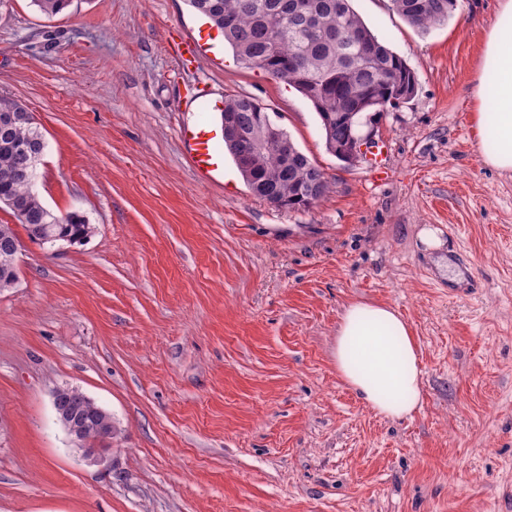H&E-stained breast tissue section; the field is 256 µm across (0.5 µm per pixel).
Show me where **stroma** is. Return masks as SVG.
<instances>
[{"label": "stroma", "instance_id": "1", "mask_svg": "<svg viewBox=\"0 0 512 512\" xmlns=\"http://www.w3.org/2000/svg\"><path fill=\"white\" fill-rule=\"evenodd\" d=\"M497 5L457 0L420 33L390 0H352L417 79L373 115L382 181L327 151L301 93L207 41L188 0L0 9V95L47 142L34 188L95 227L74 246L23 240L0 292V512H512V174L485 165L473 96ZM185 36L205 40L189 69ZM201 85L266 107L329 192L274 207L229 156L200 178L179 128ZM468 271L478 293L450 295ZM354 300L415 336L413 417L377 415L340 380ZM64 385L123 430L101 462L56 419Z\"/></svg>", "mask_w": 512, "mask_h": 512}]
</instances>
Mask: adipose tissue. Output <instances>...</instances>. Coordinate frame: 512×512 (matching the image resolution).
<instances>
[{
    "label": "adipose tissue",
    "instance_id": "1",
    "mask_svg": "<svg viewBox=\"0 0 512 512\" xmlns=\"http://www.w3.org/2000/svg\"><path fill=\"white\" fill-rule=\"evenodd\" d=\"M476 124H493L496 139L484 152L491 168L512 172V0H501L490 25L474 92ZM336 370L379 416L413 417L423 405L420 353L404 319L384 304L353 302L337 328Z\"/></svg>",
    "mask_w": 512,
    "mask_h": 512
}]
</instances>
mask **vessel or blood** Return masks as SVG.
Instances as JSON below:
<instances>
[{
  "label": "vessel or blood",
  "instance_id": "vessel-or-blood-1",
  "mask_svg": "<svg viewBox=\"0 0 512 512\" xmlns=\"http://www.w3.org/2000/svg\"><path fill=\"white\" fill-rule=\"evenodd\" d=\"M190 100L199 113L193 123L183 125L180 135L187 147L190 165L202 175L222 171L224 155L217 128L208 118L209 112L222 111V101L213 99L209 90L195 89Z\"/></svg>",
  "mask_w": 512,
  "mask_h": 512
}]
</instances>
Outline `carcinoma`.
Wrapping results in <instances>:
<instances>
[{"instance_id": "1", "label": "carcinoma", "mask_w": 512, "mask_h": 512, "mask_svg": "<svg viewBox=\"0 0 512 512\" xmlns=\"http://www.w3.org/2000/svg\"><path fill=\"white\" fill-rule=\"evenodd\" d=\"M293 0H189L224 35L237 61L257 68L302 93L314 105L325 134L326 148L346 145L358 132L363 113L353 111L364 100L379 112L399 102L397 91L416 83L407 62L379 41L353 9L351 0H303L305 9L292 8ZM396 11L420 32L442 25L456 9V0H391ZM26 111L19 101L0 98V200L15 204L30 240L41 233L62 231L85 241L94 233L84 216L70 213L62 219L50 212L24 179L28 158L20 151L35 144L41 132L33 119L12 116ZM266 112L255 99L224 97V148L232 155L254 195L285 209H306L329 190L299 195L306 182L325 178L323 171L301 152L288 134L276 127V143L261 153L251 152L246 134L254 113ZM17 280L15 258L0 245V291ZM61 409L71 417L76 434H94L104 420L97 405L81 390L60 397Z\"/></svg>"}]
</instances>
